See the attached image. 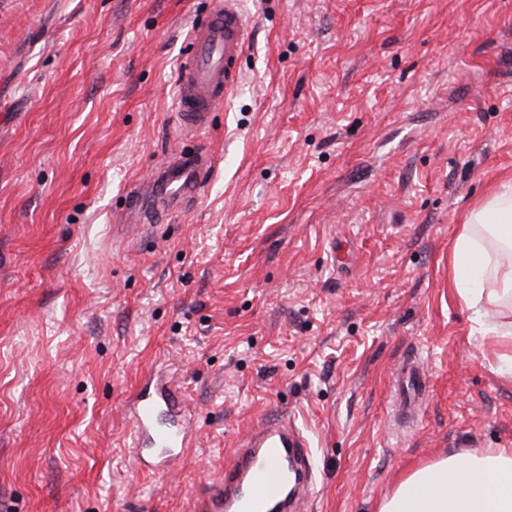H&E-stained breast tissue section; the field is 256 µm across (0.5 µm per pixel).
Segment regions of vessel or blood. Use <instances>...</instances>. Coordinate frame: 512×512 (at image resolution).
Wrapping results in <instances>:
<instances>
[{
    "label": "vessel or blood",
    "mask_w": 512,
    "mask_h": 512,
    "mask_svg": "<svg viewBox=\"0 0 512 512\" xmlns=\"http://www.w3.org/2000/svg\"><path fill=\"white\" fill-rule=\"evenodd\" d=\"M249 39V23L240 0H212L208 20L194 26L178 76L179 110L186 132L204 127L217 104L228 100L242 78L240 60ZM212 166L207 151L184 155L156 168L149 182L131 188L122 213L142 221L145 207L157 202L171 209L187 206L203 192ZM429 376L417 356L406 357L394 376V404L411 415L419 408ZM134 428V461L162 472L195 442L182 396L162 376L148 374L129 403ZM307 471L312 449L287 416L270 415L252 428L223 472L196 494L192 512H303L309 479L288 482L287 459Z\"/></svg>",
    "instance_id": "1"
}]
</instances>
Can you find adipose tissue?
Here are the masks:
<instances>
[{
  "label": "adipose tissue",
  "mask_w": 512,
  "mask_h": 512,
  "mask_svg": "<svg viewBox=\"0 0 512 512\" xmlns=\"http://www.w3.org/2000/svg\"><path fill=\"white\" fill-rule=\"evenodd\" d=\"M458 296L512 377V179L502 180L461 224L448 257ZM377 512H512V451L441 456L405 475Z\"/></svg>",
  "instance_id": "1"
}]
</instances>
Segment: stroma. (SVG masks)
<instances>
[{"label": "stroma", "instance_id": "35a3bbf8", "mask_svg": "<svg viewBox=\"0 0 512 512\" xmlns=\"http://www.w3.org/2000/svg\"><path fill=\"white\" fill-rule=\"evenodd\" d=\"M210 0H0V512H190L287 412L308 512H376L408 472L512 448V378L448 256L512 177V0H242V87L186 135L178 73ZM192 205L116 238L179 152ZM418 353L431 388L392 416ZM166 367L200 442L136 471L128 404ZM211 166V158L202 148L156 168L149 182L127 192L121 217L127 222H141L145 217L143 209L153 202L171 209L187 206L204 191L203 178Z\"/></svg>", "mask_w": 512, "mask_h": 512}]
</instances>
